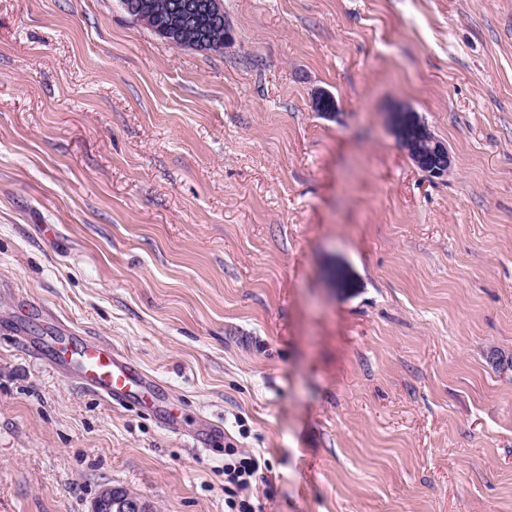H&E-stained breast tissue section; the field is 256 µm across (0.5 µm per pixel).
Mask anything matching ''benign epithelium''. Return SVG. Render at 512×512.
<instances>
[{
    "label": "benign epithelium",
    "mask_w": 512,
    "mask_h": 512,
    "mask_svg": "<svg viewBox=\"0 0 512 512\" xmlns=\"http://www.w3.org/2000/svg\"><path fill=\"white\" fill-rule=\"evenodd\" d=\"M121 3L132 19L153 28L160 38L174 46L184 41L185 32L201 14L209 15L216 24L224 23L221 0H205L203 3L186 0L172 5L162 22L156 19L148 0H121ZM390 131L400 148L414 158L416 165L431 166V174L437 177L448 174L451 157L447 146L429 129L421 127V121L413 111L402 108L392 113Z\"/></svg>",
    "instance_id": "obj_1"
}]
</instances>
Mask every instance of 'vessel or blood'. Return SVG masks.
Masks as SVG:
<instances>
[{
	"mask_svg": "<svg viewBox=\"0 0 512 512\" xmlns=\"http://www.w3.org/2000/svg\"><path fill=\"white\" fill-rule=\"evenodd\" d=\"M32 352L113 406L137 401L159 409L155 384L105 342L73 335L70 329L58 326L35 342Z\"/></svg>",
	"mask_w": 512,
	"mask_h": 512,
	"instance_id": "obj_1",
	"label": "vessel or blood"
}]
</instances>
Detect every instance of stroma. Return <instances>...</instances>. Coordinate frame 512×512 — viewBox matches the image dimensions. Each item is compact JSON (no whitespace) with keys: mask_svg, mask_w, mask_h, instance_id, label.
<instances>
[{"mask_svg":"<svg viewBox=\"0 0 512 512\" xmlns=\"http://www.w3.org/2000/svg\"><path fill=\"white\" fill-rule=\"evenodd\" d=\"M223 4L205 51L119 0H0V512H225L229 447L260 512H512V0ZM38 309L180 432L30 355ZM421 121L407 108L392 112L390 131L397 144L417 166L430 165L433 169L419 168L431 175L442 177L448 174L451 157L447 146L438 140L428 128L421 127Z\"/></svg>","mask_w":512,"mask_h":512,"instance_id":"35a3bbf8","label":"stroma"}]
</instances>
